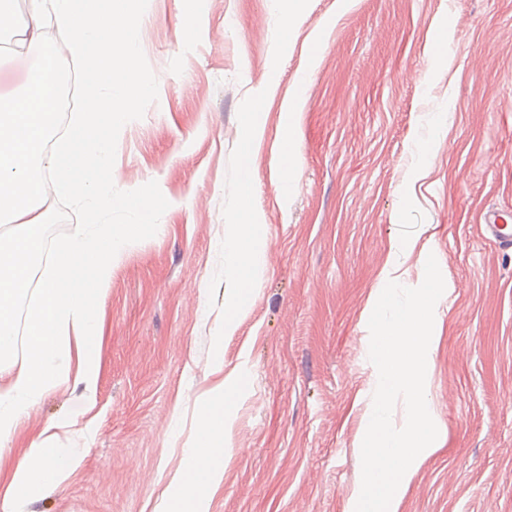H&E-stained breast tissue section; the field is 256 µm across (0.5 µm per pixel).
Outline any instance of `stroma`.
Segmentation results:
<instances>
[{
  "instance_id": "1",
  "label": "stroma",
  "mask_w": 512,
  "mask_h": 512,
  "mask_svg": "<svg viewBox=\"0 0 512 512\" xmlns=\"http://www.w3.org/2000/svg\"><path fill=\"white\" fill-rule=\"evenodd\" d=\"M133 12L152 92L112 129L103 211L46 196L49 251L27 301L78 225L109 224L135 243L95 301V408L63 387L21 426L31 436L70 421L59 443L83 462L54 491L21 494L20 512H160L218 348L245 383L209 512H347L378 383L371 305L387 270L418 286L426 254L445 282L427 354L440 442L396 512H512V253L479 228L486 207L512 209V0H200L191 13L183 0H135ZM34 63L0 34V94ZM255 105L262 136L246 156ZM287 139L297 159L283 194ZM245 171L264 247L228 332L240 282L224 243L246 216ZM146 206L155 222H142Z\"/></svg>"
}]
</instances>
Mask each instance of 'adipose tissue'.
<instances>
[{
	"label": "adipose tissue",
	"instance_id": "adipose-tissue-1",
	"mask_svg": "<svg viewBox=\"0 0 512 512\" xmlns=\"http://www.w3.org/2000/svg\"><path fill=\"white\" fill-rule=\"evenodd\" d=\"M130 13V0H33L29 40L39 60L19 93L0 95V222L16 227L0 234V512H17L20 493L62 485L82 461L79 449L57 447L48 431L21 439V423L44 394L62 385L82 388L85 402L94 403L104 323L89 300L111 280L132 234L110 231L103 244L78 232L60 242L24 330L15 320L34 259L45 248L40 200L51 191L77 197L96 212L102 179L112 171V141L101 124L122 123L135 102L152 92L136 71L137 33L125 21ZM45 22L64 33L63 45L43 42ZM62 52L84 76L82 108L65 140L46 153L42 143L57 112ZM261 246L256 223L236 225L225 242L246 270L236 316L250 298ZM20 340L25 356L15 362L11 354ZM239 390V376L230 375L207 392L195 440L185 451L187 464L171 477L166 512H208L210 493L224 476V415ZM16 442L21 454L11 464L5 450Z\"/></svg>",
	"mask_w": 512,
	"mask_h": 512
}]
</instances>
